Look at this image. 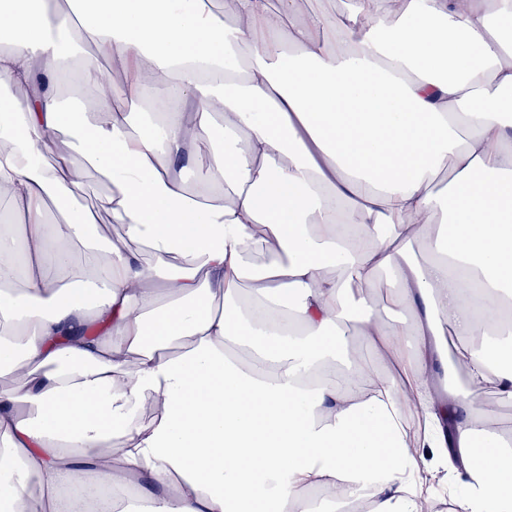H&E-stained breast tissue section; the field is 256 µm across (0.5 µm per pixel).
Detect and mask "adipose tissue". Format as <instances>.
Wrapping results in <instances>:
<instances>
[{
    "label": "adipose tissue",
    "instance_id": "adipose-tissue-1",
    "mask_svg": "<svg viewBox=\"0 0 512 512\" xmlns=\"http://www.w3.org/2000/svg\"><path fill=\"white\" fill-rule=\"evenodd\" d=\"M234 2L0 0L24 216L0 231V512H70L78 458L116 491L149 478V512H433L429 466L464 487L448 512H512L484 406L512 400V0H353L332 26ZM74 62L101 120L63 103ZM147 74L182 101L153 138L131 132ZM86 165L123 243L71 203Z\"/></svg>",
    "mask_w": 512,
    "mask_h": 512
}]
</instances>
